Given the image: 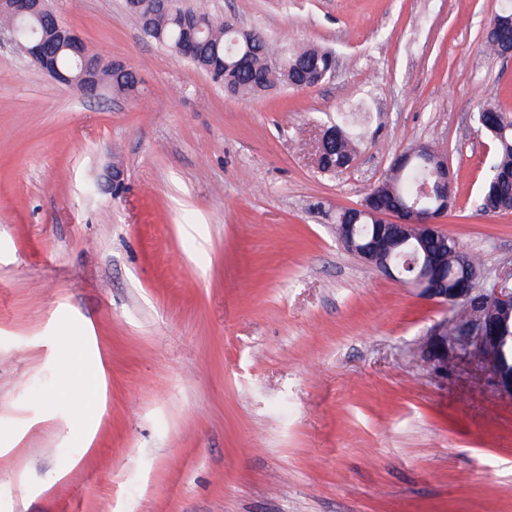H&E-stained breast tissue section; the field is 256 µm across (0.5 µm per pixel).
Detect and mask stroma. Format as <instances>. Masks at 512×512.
I'll return each mask as SVG.
<instances>
[{
  "label": "stroma",
  "instance_id": "1",
  "mask_svg": "<svg viewBox=\"0 0 512 512\" xmlns=\"http://www.w3.org/2000/svg\"><path fill=\"white\" fill-rule=\"evenodd\" d=\"M498 0H209L278 43L336 54L306 89L230 97L143 37L123 0H55L137 73L91 101L0 45V512H512V398L420 348L448 315L349 252L409 143L445 152V232L486 282L512 213L475 201L512 110ZM354 165L317 166L343 112ZM120 161V187L112 163ZM500 2L498 11L494 15L488 27L484 40V44L487 49L497 55H500L498 36L495 30H490V27L494 22L500 27H506L509 22L512 24V1L500 0Z\"/></svg>",
  "mask_w": 512,
  "mask_h": 512
}]
</instances>
